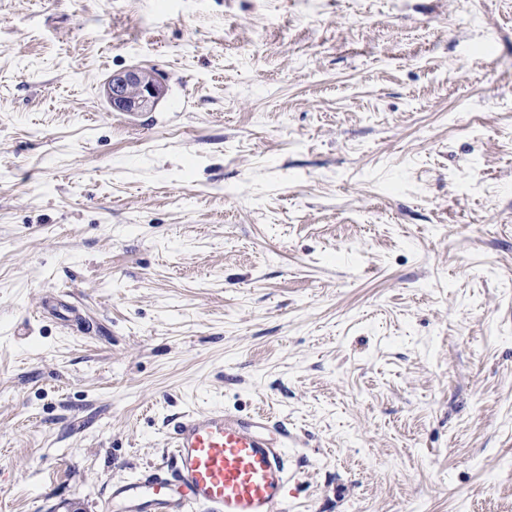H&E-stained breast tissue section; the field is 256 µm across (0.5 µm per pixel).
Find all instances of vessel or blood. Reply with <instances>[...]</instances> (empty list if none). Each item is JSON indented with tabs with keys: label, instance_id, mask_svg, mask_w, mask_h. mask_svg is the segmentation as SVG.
I'll list each match as a JSON object with an SVG mask.
<instances>
[{
	"label": "vessel or blood",
	"instance_id": "vessel-or-blood-1",
	"mask_svg": "<svg viewBox=\"0 0 512 512\" xmlns=\"http://www.w3.org/2000/svg\"><path fill=\"white\" fill-rule=\"evenodd\" d=\"M168 445L163 464L112 481L101 512H285L295 441L266 414L192 411Z\"/></svg>",
	"mask_w": 512,
	"mask_h": 512
}]
</instances>
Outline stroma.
<instances>
[{"mask_svg": "<svg viewBox=\"0 0 512 512\" xmlns=\"http://www.w3.org/2000/svg\"><path fill=\"white\" fill-rule=\"evenodd\" d=\"M215 405L288 512H512V0H0V512ZM103 93L113 110L137 115L155 109L166 90L154 72L134 66L113 74Z\"/></svg>", "mask_w": 512, "mask_h": 512, "instance_id": "1", "label": "stroma"}]
</instances>
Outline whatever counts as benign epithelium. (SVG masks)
<instances>
[{
    "instance_id": "7a95c632",
    "label": "benign epithelium",
    "mask_w": 512,
    "mask_h": 512,
    "mask_svg": "<svg viewBox=\"0 0 512 512\" xmlns=\"http://www.w3.org/2000/svg\"><path fill=\"white\" fill-rule=\"evenodd\" d=\"M103 93L112 109L137 115L155 109L166 90L154 72L134 66L113 74Z\"/></svg>"
}]
</instances>
